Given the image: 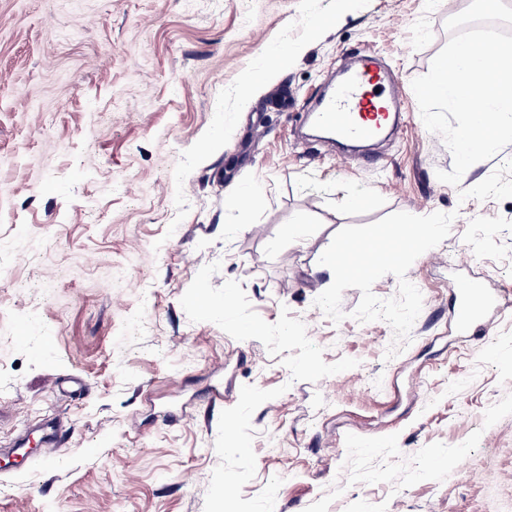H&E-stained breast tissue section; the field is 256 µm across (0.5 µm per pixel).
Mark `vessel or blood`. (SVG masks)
I'll use <instances>...</instances> for the list:
<instances>
[{
    "label": "vessel or blood",
    "instance_id": "vessel-or-blood-1",
    "mask_svg": "<svg viewBox=\"0 0 512 512\" xmlns=\"http://www.w3.org/2000/svg\"><path fill=\"white\" fill-rule=\"evenodd\" d=\"M403 99L398 79L365 54L306 120L325 130L328 139L368 142L394 130ZM510 303L512 295L464 280L453 290L450 313L459 336L466 337L483 329L490 312Z\"/></svg>",
    "mask_w": 512,
    "mask_h": 512
}]
</instances>
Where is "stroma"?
Masks as SVG:
<instances>
[{
	"instance_id": "35a3bbf8",
	"label": "stroma",
	"mask_w": 512,
	"mask_h": 512,
	"mask_svg": "<svg viewBox=\"0 0 512 512\" xmlns=\"http://www.w3.org/2000/svg\"><path fill=\"white\" fill-rule=\"evenodd\" d=\"M469 4L0 0V450L35 416L68 436L48 465L0 457V512H204L246 385L283 390L251 417L242 489L281 477L273 512H512V307L465 343L448 311L459 280L512 288V145L439 181L453 158L409 90ZM365 50L408 89L400 137L370 163L297 144ZM411 218L436 236L391 255ZM370 232L367 285L323 270ZM214 262L212 286L356 367L295 382L259 340L190 321Z\"/></svg>"
}]
</instances>
